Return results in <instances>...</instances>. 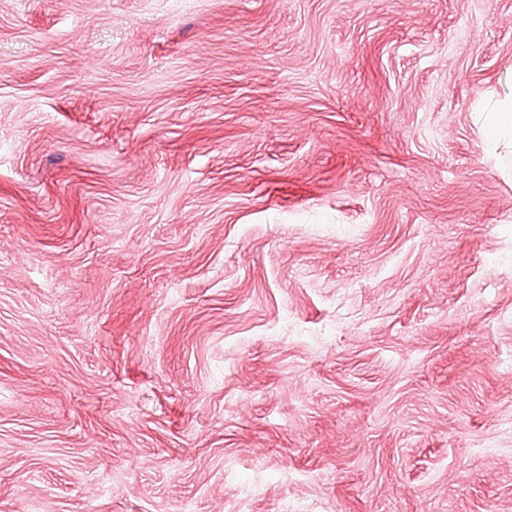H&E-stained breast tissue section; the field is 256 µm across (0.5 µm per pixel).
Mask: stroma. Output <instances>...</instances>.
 <instances>
[{"mask_svg": "<svg viewBox=\"0 0 512 512\" xmlns=\"http://www.w3.org/2000/svg\"><path fill=\"white\" fill-rule=\"evenodd\" d=\"M512 0H0V512H512ZM483 114V129L489 146H512V95L497 100Z\"/></svg>", "mask_w": 512, "mask_h": 512, "instance_id": "1", "label": "stroma"}]
</instances>
